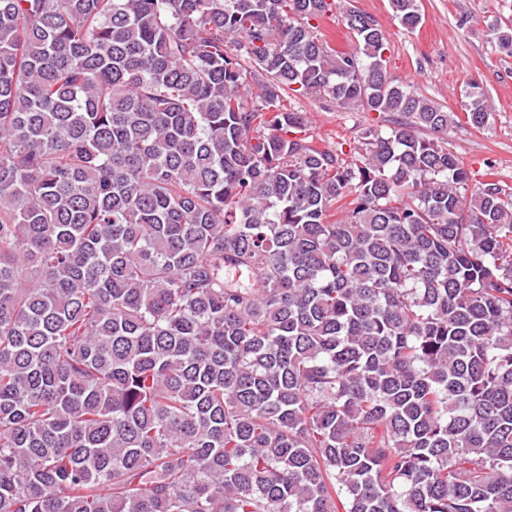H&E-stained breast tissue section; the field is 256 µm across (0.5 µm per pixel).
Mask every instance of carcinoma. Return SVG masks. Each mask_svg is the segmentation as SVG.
I'll return each mask as SVG.
<instances>
[{
	"instance_id": "1",
	"label": "carcinoma",
	"mask_w": 512,
	"mask_h": 512,
	"mask_svg": "<svg viewBox=\"0 0 512 512\" xmlns=\"http://www.w3.org/2000/svg\"><path fill=\"white\" fill-rule=\"evenodd\" d=\"M331 10L0 0V512H512V186ZM288 108L307 112L312 120L311 134L317 146L336 149L343 143L348 155L349 148L358 145L359 136L372 125H385L382 115L362 110H343L324 99L289 95Z\"/></svg>"
}]
</instances>
